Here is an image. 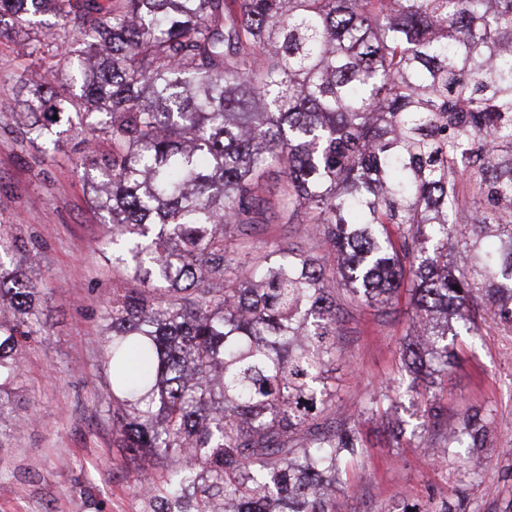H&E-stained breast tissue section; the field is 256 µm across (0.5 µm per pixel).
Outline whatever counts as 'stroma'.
<instances>
[{
  "instance_id": "obj_1",
  "label": "stroma",
  "mask_w": 512,
  "mask_h": 512,
  "mask_svg": "<svg viewBox=\"0 0 512 512\" xmlns=\"http://www.w3.org/2000/svg\"><path fill=\"white\" fill-rule=\"evenodd\" d=\"M20 30H0V224L14 225L36 256L49 290L45 333L24 353L23 374L0 427V512H145L136 472L112 433L98 362L112 264L100 243L106 218L88 201L84 135L71 134L45 159L18 133L21 79L66 83L61 56L41 53ZM345 334L336 356V417L357 426L365 448L339 495L341 512H401L404 505L449 501L458 512H512V326L486 316L477 334L459 330L455 357L432 388L413 384L400 347L412 307L400 297L390 315L337 291ZM443 410L425 419L423 399ZM491 413L489 448L472 465L464 454L437 458V445L465 416ZM404 420L393 441L386 417Z\"/></svg>"
}]
</instances>
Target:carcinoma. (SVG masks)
<instances>
[{
	"label": "carcinoma",
	"instance_id": "carcinoma-1",
	"mask_svg": "<svg viewBox=\"0 0 512 512\" xmlns=\"http://www.w3.org/2000/svg\"><path fill=\"white\" fill-rule=\"evenodd\" d=\"M48 12L83 48L21 129L110 137L99 362L148 512H338L365 443L336 422V277L386 315L410 295L415 372L448 373L450 315L512 324V0H0L20 30ZM270 168L325 253L229 248ZM35 264L0 224V420L45 329ZM489 419L463 423L475 466Z\"/></svg>",
	"mask_w": 512,
	"mask_h": 512
}]
</instances>
